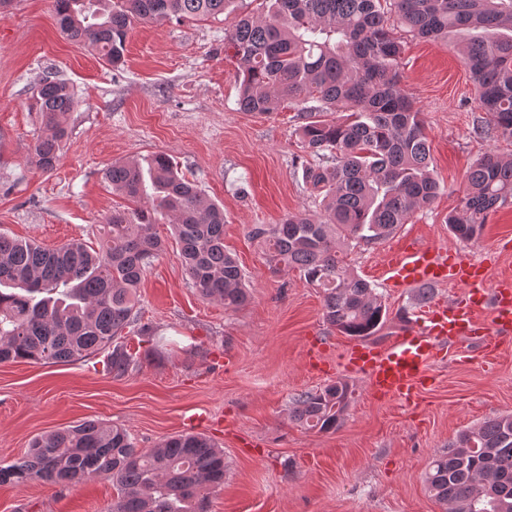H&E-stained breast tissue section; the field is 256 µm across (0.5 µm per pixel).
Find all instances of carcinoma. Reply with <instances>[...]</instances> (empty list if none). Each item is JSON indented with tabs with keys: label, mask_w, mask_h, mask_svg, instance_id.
<instances>
[{
	"label": "carcinoma",
	"mask_w": 512,
	"mask_h": 512,
	"mask_svg": "<svg viewBox=\"0 0 512 512\" xmlns=\"http://www.w3.org/2000/svg\"><path fill=\"white\" fill-rule=\"evenodd\" d=\"M235 0H54L57 24L70 41L90 47L114 68L124 63L127 34L137 22L204 19ZM264 16L240 19L224 40L238 62L239 108L268 114L285 105L313 158L302 177L321 199L317 214L257 224L273 272L294 269L323 290L325 321L365 340L385 326L382 296L337 254L336 241L356 247L394 234L410 215L437 198L423 113L400 86L402 45L391 17L414 35L462 41L465 66L485 113L474 134L512 140V0H265ZM32 107L45 126L31 162L51 172L68 137L63 123L77 101L49 76ZM345 112L343 122L322 118ZM112 189L135 204L112 212L103 241L71 240L54 248L0 232V363H67L107 352L115 378L141 364L137 344L154 341L136 310L137 290L163 251L159 217L172 234L193 288L209 301L240 308L249 300L244 273L224 250V208L210 202L164 154L116 162L105 172ZM512 207V157L486 153L466 175L459 207L448 214L458 240L480 239L491 214ZM353 396L337 381L294 398L292 421L310 430L338 429ZM95 476L112 481L110 512H209L224 486V450L205 435L181 433L149 449L136 447L120 425L87 420L35 437L24 454L0 464V485L39 481L69 486ZM431 496L449 512H512V416L466 429L425 473Z\"/></svg>",
	"instance_id": "carcinoma-1"
}]
</instances>
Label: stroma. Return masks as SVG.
<instances>
[{
    "label": "stroma",
    "mask_w": 512,
    "mask_h": 512,
    "mask_svg": "<svg viewBox=\"0 0 512 512\" xmlns=\"http://www.w3.org/2000/svg\"><path fill=\"white\" fill-rule=\"evenodd\" d=\"M264 13L263 0H236L234 13L205 21L134 24L118 69L66 39L53 0H11L0 13V232L45 247L96 242L125 204L106 169L162 153L223 206L224 247L251 291L239 309L202 299L162 219L156 231L165 249L139 289L156 352L122 378L104 371L98 355L0 363V464L44 432L94 419L123 425L143 449L188 430L211 438L225 463L211 512H445L425 473L460 431L512 415V341L487 360L455 344L413 402L380 400L365 378L344 369L351 339L325 323L321 289L297 271L270 272L251 228L319 206L302 180L310 156L297 142L294 110L258 115L238 105V65L224 31L237 17ZM457 43L405 37L401 67V85L425 120L441 194L392 237L344 252L389 309L382 344L410 306V291L383 278L387 259L408 240L489 261L493 280L512 272V207L492 215L476 241L457 240L446 224L472 163L487 152L512 155V141L473 134L483 114ZM49 75L73 87L78 105L66 116L60 161L45 173L29 148L42 131L33 91ZM337 381L354 391L339 429L318 433L290 421L298 394ZM114 495L102 477L70 487L2 485L0 512H108Z\"/></svg>",
    "instance_id": "1"
}]
</instances>
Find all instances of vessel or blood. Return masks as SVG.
Listing matches in <instances>:
<instances>
[{"label":"vessel or blood","mask_w":512,"mask_h":512,"mask_svg":"<svg viewBox=\"0 0 512 512\" xmlns=\"http://www.w3.org/2000/svg\"><path fill=\"white\" fill-rule=\"evenodd\" d=\"M385 282L409 289L452 283L462 291L425 305L388 344L359 343L344 352V367L364 375L373 395L400 399L426 387L431 364L446 356L451 342L477 343L490 357L512 335V277L490 281L486 262L461 250L407 244L386 263Z\"/></svg>","instance_id":"1"}]
</instances>
